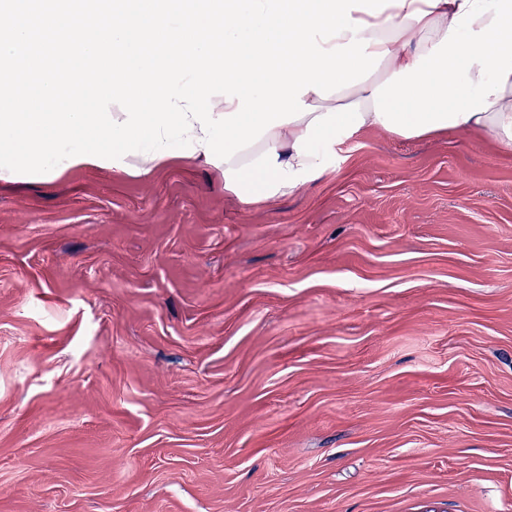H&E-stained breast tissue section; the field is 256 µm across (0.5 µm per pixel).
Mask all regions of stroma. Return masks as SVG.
Here are the masks:
<instances>
[{
	"label": "stroma",
	"instance_id": "35a3bbf8",
	"mask_svg": "<svg viewBox=\"0 0 512 512\" xmlns=\"http://www.w3.org/2000/svg\"><path fill=\"white\" fill-rule=\"evenodd\" d=\"M0 512H512V154L0 178Z\"/></svg>",
	"mask_w": 512,
	"mask_h": 512
}]
</instances>
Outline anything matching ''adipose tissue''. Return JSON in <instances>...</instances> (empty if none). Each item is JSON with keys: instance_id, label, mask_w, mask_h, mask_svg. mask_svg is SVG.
Returning <instances> with one entry per match:
<instances>
[{"instance_id": "ef3b65f1", "label": "adipose tissue", "mask_w": 512, "mask_h": 512, "mask_svg": "<svg viewBox=\"0 0 512 512\" xmlns=\"http://www.w3.org/2000/svg\"><path fill=\"white\" fill-rule=\"evenodd\" d=\"M358 17L385 55L378 70L326 99L308 91L313 113L219 166L226 192L247 204L293 195L367 129L404 140L463 131L512 151V0H406Z\"/></svg>"}]
</instances>
